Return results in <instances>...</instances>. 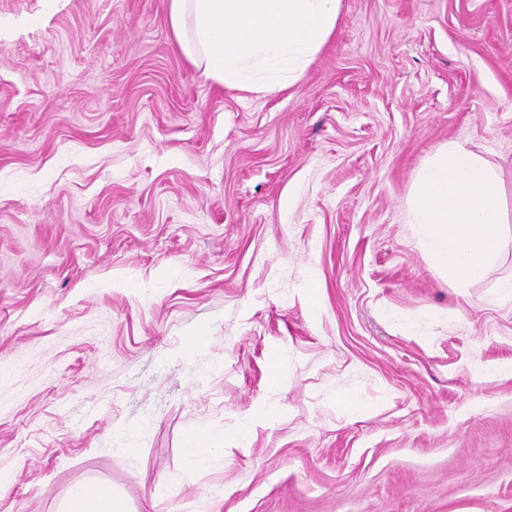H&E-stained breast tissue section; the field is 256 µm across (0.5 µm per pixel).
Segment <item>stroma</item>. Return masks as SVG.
Returning a JSON list of instances; mask_svg holds the SVG:
<instances>
[{
  "label": "stroma",
  "mask_w": 512,
  "mask_h": 512,
  "mask_svg": "<svg viewBox=\"0 0 512 512\" xmlns=\"http://www.w3.org/2000/svg\"><path fill=\"white\" fill-rule=\"evenodd\" d=\"M168 2L0 0V512H512V248L458 287L409 212L453 140L512 234V0H342L268 94ZM273 414L270 410H264L260 412H249L241 421L239 427L231 432L224 433V442L230 443L237 448L250 447L251 443V428L253 423L262 418L270 417ZM190 454L198 461L206 460L218 448L211 437L202 430L192 432L187 439ZM111 487L97 481L80 482L70 489L65 512H127Z\"/></svg>",
  "instance_id": "stroma-1"
}]
</instances>
